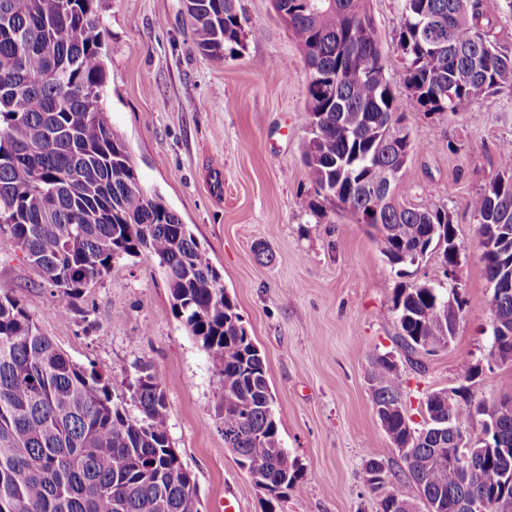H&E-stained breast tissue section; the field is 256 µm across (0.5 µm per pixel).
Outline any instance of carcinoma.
Returning a JSON list of instances; mask_svg holds the SVG:
<instances>
[{
	"label": "carcinoma",
	"mask_w": 512,
	"mask_h": 512,
	"mask_svg": "<svg viewBox=\"0 0 512 512\" xmlns=\"http://www.w3.org/2000/svg\"><path fill=\"white\" fill-rule=\"evenodd\" d=\"M199 49L223 56L240 44L236 0H185ZM303 49L310 125L304 161L317 189L352 224H365L400 269L434 249L456 263L447 209L407 204L402 181L414 149L386 81L387 60L365 0H273ZM481 0H404L398 47L408 92L426 112H468L512 86V48L490 38ZM99 0H0V254L21 251L53 288L77 297L115 261L145 253L164 269L172 309L216 368L224 445L262 489L281 498L298 477L283 448L261 351L246 334L221 275L188 225L140 185L123 137L103 106ZM488 281L512 276V169L470 200ZM457 289L423 284L397 292L407 354L448 348L445 314ZM490 357L512 367V293L490 300ZM129 383L139 414L113 399L112 380L74 363L0 284V512H190L196 484L171 446L162 377L149 364ZM373 410L407 468L397 487L382 461L365 462L379 512H483L512 499V383L490 402L448 406L429 394L410 424L395 364L373 356ZM481 417L470 447L448 427Z\"/></svg>",
	"instance_id": "1"
}]
</instances>
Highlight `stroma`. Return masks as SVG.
Listing matches in <instances>:
<instances>
[{"mask_svg": "<svg viewBox=\"0 0 512 512\" xmlns=\"http://www.w3.org/2000/svg\"><path fill=\"white\" fill-rule=\"evenodd\" d=\"M403 0H369L389 64L386 79L414 143L407 200L447 208L458 257L430 252L406 272L388 264L366 225L318 195L303 160L308 81L300 46L272 0H237L241 43L220 58L197 47L183 0H102L103 104L143 187L188 224L253 342L265 356L279 434L299 468L282 499L256 486L224 446L214 366L171 305L163 270L147 255L115 262L82 296L48 287L16 253L0 256V283L73 360L106 372L130 405L142 364L162 374L171 445L193 473L200 512L235 497L241 512H377L365 461L395 483L406 467L372 407V358L390 354L413 425L436 390L496 398L512 371L490 356L493 316L470 199L512 169V88L469 112L423 111L405 88L397 46ZM444 284L462 301L448 348L405 354L394 296Z\"/></svg>", "mask_w": 512, "mask_h": 512, "instance_id": "stroma-1", "label": "stroma"}]
</instances>
